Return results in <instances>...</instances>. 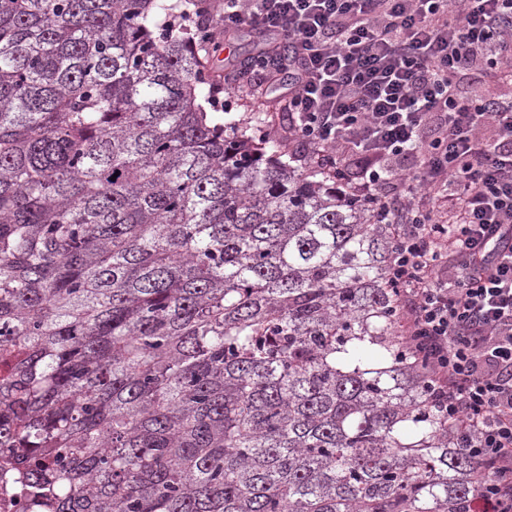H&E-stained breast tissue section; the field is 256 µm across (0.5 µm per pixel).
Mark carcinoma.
Segmentation results:
<instances>
[{
	"label": "carcinoma",
	"mask_w": 512,
	"mask_h": 512,
	"mask_svg": "<svg viewBox=\"0 0 512 512\" xmlns=\"http://www.w3.org/2000/svg\"><path fill=\"white\" fill-rule=\"evenodd\" d=\"M198 0H0V458L41 512H470L375 208L222 122Z\"/></svg>",
	"instance_id": "carcinoma-1"
}]
</instances>
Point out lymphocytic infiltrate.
<instances>
[{
	"label": "lymphocytic infiltrate",
	"mask_w": 512,
	"mask_h": 512,
	"mask_svg": "<svg viewBox=\"0 0 512 512\" xmlns=\"http://www.w3.org/2000/svg\"><path fill=\"white\" fill-rule=\"evenodd\" d=\"M199 41L278 37L225 76L288 62L290 137L374 201L394 237L404 341L439 412L512 512V0H207ZM363 166L352 172L348 156Z\"/></svg>",
	"instance_id": "f902f5d3"
}]
</instances>
